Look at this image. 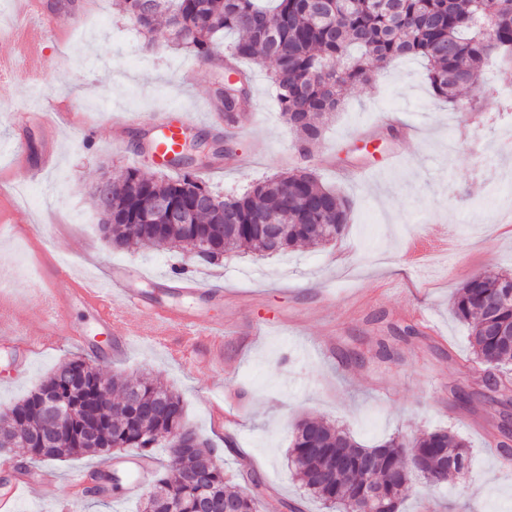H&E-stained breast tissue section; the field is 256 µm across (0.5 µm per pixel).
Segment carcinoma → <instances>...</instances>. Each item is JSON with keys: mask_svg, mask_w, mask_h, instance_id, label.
Returning <instances> with one entry per match:
<instances>
[{"mask_svg": "<svg viewBox=\"0 0 512 512\" xmlns=\"http://www.w3.org/2000/svg\"><path fill=\"white\" fill-rule=\"evenodd\" d=\"M122 0L121 8L137 27L153 34L162 19L168 41L200 60L219 54L217 38L235 35L225 57L231 62H274L272 82L288 128L300 146L318 142L326 122L344 102L346 87L369 83L398 59L427 62L434 95L461 112L472 100L460 96L470 76L496 56L512 64V0ZM108 207L95 206L100 229L112 246L141 249L188 248L199 264H213L239 249L269 250L260 224L271 215L288 226L279 252L300 244L326 245L347 224L348 205L309 170L283 172L254 183L241 195L221 196L190 172L176 177H146L136 168L109 176ZM169 200L191 213V226L158 228L143 222L150 201ZM492 296L505 301L488 306ZM453 315L470 328L472 362L483 368L489 386H512L506 377L512 347L492 336V328L512 330V273L478 272L452 301ZM393 338L420 335L415 323H394ZM62 408L51 419L43 396ZM0 420V452L21 445L31 457L63 461L91 456L104 462L112 450L149 452L168 441L169 463L156 471L154 491L141 512H166L178 500L182 512H199L205 499L222 496L236 512H260L259 481L224 471L213 463L214 450L186 422L180 394L157 385L147 374L131 382L107 377L75 356L60 363L28 396ZM51 436L42 448L27 438ZM345 460L336 469V456ZM288 460L305 490L328 508L358 512L362 496L382 490V512H400L414 472L432 484L465 474L471 457L465 440L443 429L394 436L366 448L345 430L315 417L294 428ZM253 488L234 490L236 478Z\"/></svg>", "mask_w": 512, "mask_h": 512, "instance_id": "1", "label": "carcinoma"}]
</instances>
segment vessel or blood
<instances>
[{"instance_id":"vessel-or-blood-1","label":"vessel or blood","mask_w":512,"mask_h":512,"mask_svg":"<svg viewBox=\"0 0 512 512\" xmlns=\"http://www.w3.org/2000/svg\"><path fill=\"white\" fill-rule=\"evenodd\" d=\"M44 28H31L14 41L16 55L35 58L38 46L47 37ZM195 118L189 111H179L177 119L168 116L150 123L148 153L158 167H166L169 159L180 153L186 130ZM112 283L111 290L96 288L84 280L73 277L67 264L58 259L45 260L42 279L45 292L52 299L49 310L39 317L31 315L17 306L7 290H0V315L9 313V320L0 318V343L8 346L27 363L30 356L55 347V337L62 328H70L72 336L83 338L84 331L71 328L70 314L81 308L88 311L98 329L103 333L124 339L138 337L155 342L165 348L168 355L180 362L194 359L200 341H208L212 357H221L224 351L225 326L223 323L203 319L188 306H166L151 302L136 287V274L129 268L116 266L107 274ZM68 281L69 292H61L58 281ZM179 295L198 297L214 304H223L224 291L216 287H202L196 281L183 280L178 286ZM136 310V324H129L124 312ZM105 469L117 477L123 496L130 497L147 485L153 474L151 458L126 454L110 459ZM0 471L14 473V481L0 492V512H12L14 501L31 486L52 485L59 481V474L50 468H29L20 461L0 464Z\"/></svg>"}]
</instances>
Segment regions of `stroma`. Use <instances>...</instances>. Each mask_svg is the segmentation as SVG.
Masks as SVG:
<instances>
[{
	"label": "stroma",
	"instance_id": "obj_1",
	"mask_svg": "<svg viewBox=\"0 0 512 512\" xmlns=\"http://www.w3.org/2000/svg\"><path fill=\"white\" fill-rule=\"evenodd\" d=\"M84 18L58 41L44 45L34 60L36 79L55 103L71 100L84 111L75 128L60 127L53 146L56 166L40 179L29 167L45 148L37 129L17 130L16 111L28 105L31 89L15 73L0 70V184L29 191L19 204L20 231L0 236V279L15 301L36 312L45 301L38 290L42 261L51 254L83 277L103 280L107 267L125 265L142 276L147 296L179 304L172 286L179 277L216 284L223 305L202 311L213 321L235 323L224 339L222 363L185 365L149 341L98 335L87 315L76 318L89 345L69 336L35 354L22 375L0 349V412L37 387L59 362L76 355L104 374L136 379L152 374L177 391L187 422L217 448L228 471L261 481L274 512H325L310 498L288 464L293 426L316 416L348 430L362 445L390 436L445 429L466 440L469 473L435 486L415 478L401 512H512V460L495 442L512 400L488 392L483 371L471 361L469 330L451 312V299L473 273L512 271V222L500 221L502 204H512V179L490 187L482 173L499 163L498 146L512 139V113L501 110L507 84L490 63L476 108L453 110L434 98L419 59H403L378 72L370 83L349 90L320 142L297 152L283 122L271 63H244L252 74V109L233 134L217 120L214 96L218 71L165 41L148 38L118 13L115 0H73ZM186 109L199 123L191 135L205 136L211 168L199 178L222 195H237L253 182L291 169L308 168L324 185L348 199L342 235L325 246H299L279 255L238 253L215 265L175 274L180 252L113 248L99 231L91 191L106 170L158 169L136 149L142 130L130 128L125 144L113 141L117 118L148 117ZM25 138L29 166L14 162L10 143ZM399 162L383 168L386 154ZM363 167L364 180L350 182L340 170ZM430 231L452 236L454 246L432 243L434 262L408 268L404 245ZM418 321L421 335L401 345V357L377 354L376 339L390 321ZM467 401H459L457 391ZM240 399L236 422L216 431L212 406L222 394ZM60 479L21 496L16 512H53L73 492L71 477L97 471L90 457L56 461Z\"/></svg>",
	"mask_w": 512,
	"mask_h": 512
}]
</instances>
